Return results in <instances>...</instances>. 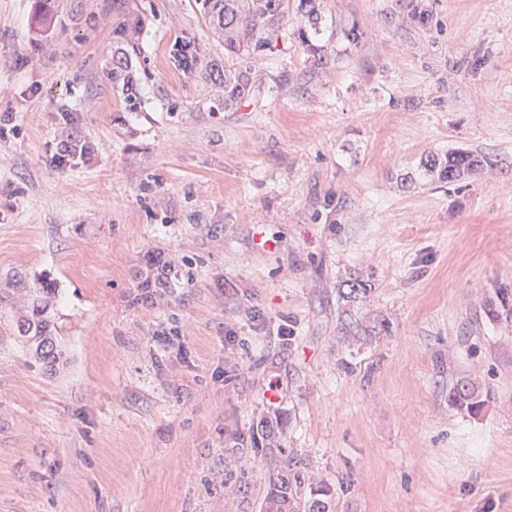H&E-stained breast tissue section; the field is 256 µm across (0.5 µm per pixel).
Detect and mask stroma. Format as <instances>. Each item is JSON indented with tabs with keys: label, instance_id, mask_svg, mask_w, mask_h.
Instances as JSON below:
<instances>
[{
	"label": "stroma",
	"instance_id": "obj_1",
	"mask_svg": "<svg viewBox=\"0 0 512 512\" xmlns=\"http://www.w3.org/2000/svg\"><path fill=\"white\" fill-rule=\"evenodd\" d=\"M298 4L228 110L194 0H128L134 108L112 0H0V512H512V0ZM174 59L177 65L186 72H195L202 66L198 49L192 40H178L174 49ZM120 84L127 92L130 106L137 107V103L132 102L136 100L137 96L135 89H133L132 77L128 71L127 51L117 46L112 56V85ZM494 166L496 164L486 154L463 149L451 150L444 155H428L423 164L425 175L448 184L471 174L493 170ZM43 310H40L38 306L33 309L32 312V319H28L27 322L21 326V330L24 331V333H28L32 329H34L35 336H45L42 339V348H46L45 351H42L43 358L44 359H50V363L56 362L60 358V354L55 352L54 346L51 341H49V338L46 336H49L48 334V324L44 319H41ZM488 400V392L470 378L457 381L448 391V401L454 407L465 410L469 414H480Z\"/></svg>",
	"mask_w": 512,
	"mask_h": 512
}]
</instances>
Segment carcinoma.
<instances>
[{
    "mask_svg": "<svg viewBox=\"0 0 512 512\" xmlns=\"http://www.w3.org/2000/svg\"><path fill=\"white\" fill-rule=\"evenodd\" d=\"M206 24L224 40V60H241L263 46H272L283 30L285 0H195ZM321 0H300V8L307 17L311 28H317L320 18ZM112 34L116 37V48L112 56V84L120 85L127 92L131 106H136V92L133 91L132 77L128 71L127 51L122 45L134 46L132 34L140 24V18L124 11V0H112ZM177 65L186 72H195L202 66L196 44L192 40L181 39L174 49ZM209 77L218 81L224 88V109H231L249 95V72L224 67L216 63L209 65ZM494 161L487 155L463 149L451 150L444 155L427 156L423 167L425 175L440 183H454L462 178L494 169ZM367 284L358 278L347 283V290L341 296L353 302L366 294ZM42 310L34 308L32 318L22 326V331H34L42 337L43 358L54 363L60 358L48 338V324L41 319ZM488 400V393L470 378H464L448 391V401L454 407L472 415L480 414Z\"/></svg>",
    "mask_w": 512,
    "mask_h": 512,
    "instance_id": "1",
    "label": "carcinoma"
}]
</instances>
